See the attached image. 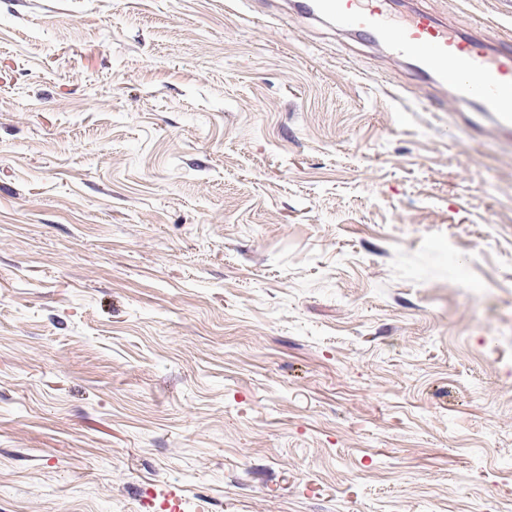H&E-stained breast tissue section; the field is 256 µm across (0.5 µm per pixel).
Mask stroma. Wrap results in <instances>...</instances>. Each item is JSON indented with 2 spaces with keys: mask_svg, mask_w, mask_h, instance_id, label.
<instances>
[{
  "mask_svg": "<svg viewBox=\"0 0 512 512\" xmlns=\"http://www.w3.org/2000/svg\"><path fill=\"white\" fill-rule=\"evenodd\" d=\"M491 497L512 135L268 0H0V512Z\"/></svg>",
  "mask_w": 512,
  "mask_h": 512,
  "instance_id": "obj_1",
  "label": "stroma"
}]
</instances>
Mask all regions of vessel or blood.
Wrapping results in <instances>:
<instances>
[{"mask_svg":"<svg viewBox=\"0 0 512 512\" xmlns=\"http://www.w3.org/2000/svg\"><path fill=\"white\" fill-rule=\"evenodd\" d=\"M287 8L300 21L328 24L384 44L417 74L449 85L458 102L474 107L499 130L512 132V51L502 49L512 32L497 21L463 36L425 10L395 18L386 0H288Z\"/></svg>","mask_w":512,"mask_h":512,"instance_id":"vessel-or-blood-1","label":"vessel or blood"}]
</instances>
